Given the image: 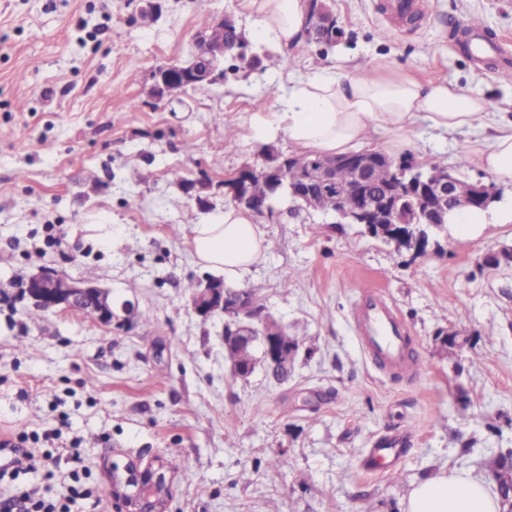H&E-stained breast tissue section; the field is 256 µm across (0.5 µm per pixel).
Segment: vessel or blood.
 <instances>
[{
	"label": "vessel or blood",
	"mask_w": 512,
	"mask_h": 512,
	"mask_svg": "<svg viewBox=\"0 0 512 512\" xmlns=\"http://www.w3.org/2000/svg\"><path fill=\"white\" fill-rule=\"evenodd\" d=\"M470 55L475 60L497 59L500 73L512 72V60L498 57V42L474 30L469 34ZM354 322L364 348L389 365H402L406 358L404 327L392 305L372 293H364L354 310Z\"/></svg>",
	"instance_id": "vessel-or-blood-1"
}]
</instances>
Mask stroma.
Instances as JSON below:
<instances>
[{
	"mask_svg": "<svg viewBox=\"0 0 512 512\" xmlns=\"http://www.w3.org/2000/svg\"><path fill=\"white\" fill-rule=\"evenodd\" d=\"M384 2L326 0L342 38L281 48L255 36L246 0H157L150 21L141 0H0V291L48 266L135 307L108 325L57 312L35 326L27 302H0V434L57 431L32 449L61 456L53 478L23 474L0 493L61 492L79 470L102 491L95 512H116L113 465L147 466L171 448L170 512H405L413 485L436 472L492 477L512 448V261L484 258L512 252V222L446 224L415 249L297 209L280 190L260 218L268 250L237 285L307 337L284 381L260 368L235 377L222 319L190 303L188 283L216 276L196 263L191 227L231 205L225 181L267 152L293 154L256 124L296 81L382 60L512 117V79L461 46L477 16L512 49V0H418L412 25ZM222 14L273 65L228 59L216 82L155 97L150 63L189 61ZM479 145L474 132L422 125L391 153L453 171ZM174 169L212 182L208 208ZM363 285L394 306L413 364L389 368L365 351L352 319ZM443 333L465 346L444 352ZM383 440L402 454L365 470ZM277 452L288 467H269Z\"/></svg>",
	"mask_w": 512,
	"mask_h": 512,
	"instance_id": "35a3bbf8",
	"label": "stroma"
}]
</instances>
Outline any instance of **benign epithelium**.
Here are the masks:
<instances>
[{
    "instance_id": "obj_1",
    "label": "benign epithelium",
    "mask_w": 512,
    "mask_h": 512,
    "mask_svg": "<svg viewBox=\"0 0 512 512\" xmlns=\"http://www.w3.org/2000/svg\"><path fill=\"white\" fill-rule=\"evenodd\" d=\"M329 11L321 0H310L309 35L317 43L335 41L336 26L327 20ZM233 25L224 16L214 17L195 39L196 50L190 62L164 64L153 77L155 95L172 97L191 88L216 81L224 76V55L235 43L215 39L211 29ZM384 167L394 173L400 165L388 155L378 151L336 157H320L313 164L297 172H288L287 158L276 154L269 163L258 169L241 171L229 186L233 200L243 207L253 204L249 185L261 177L278 187L289 183L292 196L307 201L321 195L328 209L348 224H362L368 234L375 237L397 239L408 246L420 248L428 235L419 226H439L448 223V216L462 208L484 209L495 199L490 184L481 180L472 182V193L462 198L457 194L456 175L441 169H429L426 177L407 188L396 186L385 194L370 192L373 172ZM347 172L351 189L360 197L362 205L356 211L345 208L337 193L338 177ZM416 202L411 212L402 216L400 210L405 199ZM18 296L43 311H74L108 325L115 317L111 292L92 283L68 278L55 269L44 267L15 284ZM194 311L206 319L218 315L224 319V350L261 351L266 370L275 378L288 376L295 358L294 348L284 344L280 336L284 328L263 315V307L250 289L233 290L215 279L198 284L191 296ZM168 464L159 460L151 467H140L134 461L122 466L112 465V499L118 512H168L171 500L170 484L166 478Z\"/></svg>"
}]
</instances>
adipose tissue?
Instances as JSON below:
<instances>
[{
	"mask_svg": "<svg viewBox=\"0 0 512 512\" xmlns=\"http://www.w3.org/2000/svg\"><path fill=\"white\" fill-rule=\"evenodd\" d=\"M256 34L281 47L305 35L307 0H250ZM483 97L455 84L423 82L375 61L347 81L316 73L300 81L275 112L273 123L294 148L340 156L364 146L370 130L406 140L420 123L453 133L478 130L485 137L473 155L497 182L512 185V120L495 117ZM266 232L246 208L227 207L213 221L194 225L189 241L197 263L242 279L265 255ZM484 477L441 471L418 482L406 512H498Z\"/></svg>",
	"mask_w": 512,
	"mask_h": 512,
	"instance_id": "1",
	"label": "adipose tissue"
}]
</instances>
